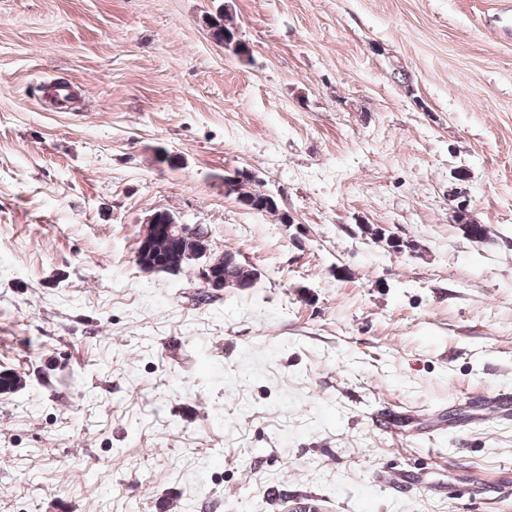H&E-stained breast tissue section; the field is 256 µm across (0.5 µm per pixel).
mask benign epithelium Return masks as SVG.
I'll return each mask as SVG.
<instances>
[{
    "label": "benign epithelium",
    "instance_id": "1",
    "mask_svg": "<svg viewBox=\"0 0 512 512\" xmlns=\"http://www.w3.org/2000/svg\"><path fill=\"white\" fill-rule=\"evenodd\" d=\"M452 219L464 227L475 230L469 199L458 196L451 207ZM391 251L402 256H414L420 246L413 240H405L395 234L389 235ZM204 260L200 276L204 287L215 292L227 288L246 289L253 286L258 271L234 257L212 253L209 234L198 225L183 224L167 211H156L142 225L136 252V264L146 272L172 273L177 265Z\"/></svg>",
    "mask_w": 512,
    "mask_h": 512
}]
</instances>
